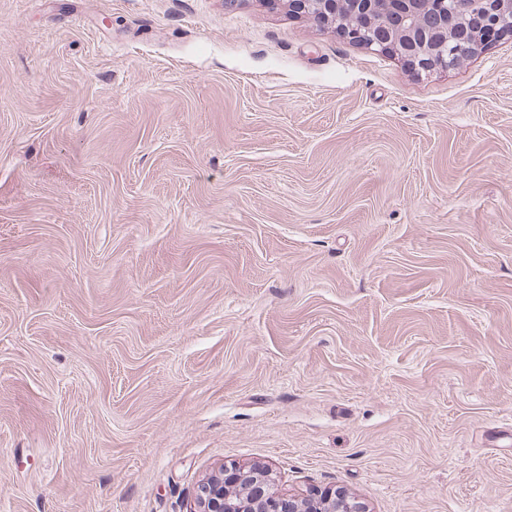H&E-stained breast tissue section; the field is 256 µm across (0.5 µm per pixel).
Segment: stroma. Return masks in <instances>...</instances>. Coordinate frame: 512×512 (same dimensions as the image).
Wrapping results in <instances>:
<instances>
[{
	"label": "stroma",
	"mask_w": 512,
	"mask_h": 512,
	"mask_svg": "<svg viewBox=\"0 0 512 512\" xmlns=\"http://www.w3.org/2000/svg\"><path fill=\"white\" fill-rule=\"evenodd\" d=\"M234 464L512 512V37L426 74L261 0H0V512Z\"/></svg>",
	"instance_id": "1"
}]
</instances>
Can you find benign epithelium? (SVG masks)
Wrapping results in <instances>:
<instances>
[{
  "instance_id": "1",
  "label": "benign epithelium",
  "mask_w": 512,
  "mask_h": 512,
  "mask_svg": "<svg viewBox=\"0 0 512 512\" xmlns=\"http://www.w3.org/2000/svg\"><path fill=\"white\" fill-rule=\"evenodd\" d=\"M433 0H263L276 11L319 26L332 25L347 41L399 57L410 69L449 70L490 43L512 37V0H473L461 10L429 9ZM199 512H367L341 488L304 497L273 489L263 465L233 466L198 487Z\"/></svg>"
}]
</instances>
